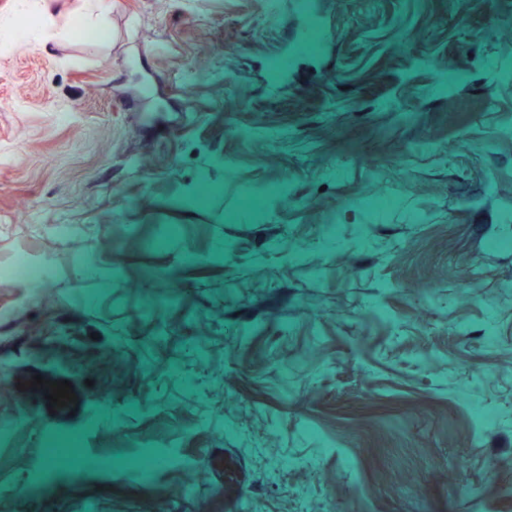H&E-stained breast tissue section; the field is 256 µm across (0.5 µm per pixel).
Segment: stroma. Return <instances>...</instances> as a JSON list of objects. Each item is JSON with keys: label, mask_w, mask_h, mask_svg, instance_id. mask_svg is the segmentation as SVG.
<instances>
[{"label": "stroma", "mask_w": 512, "mask_h": 512, "mask_svg": "<svg viewBox=\"0 0 512 512\" xmlns=\"http://www.w3.org/2000/svg\"><path fill=\"white\" fill-rule=\"evenodd\" d=\"M299 3L0 0V512H512V0ZM104 0H83L82 12L77 17V22L86 27L101 24L106 16ZM1 281L22 282L28 285H37L47 277L44 264L33 261L27 255L19 254L12 265L0 275Z\"/></svg>", "instance_id": "stroma-1"}]
</instances>
